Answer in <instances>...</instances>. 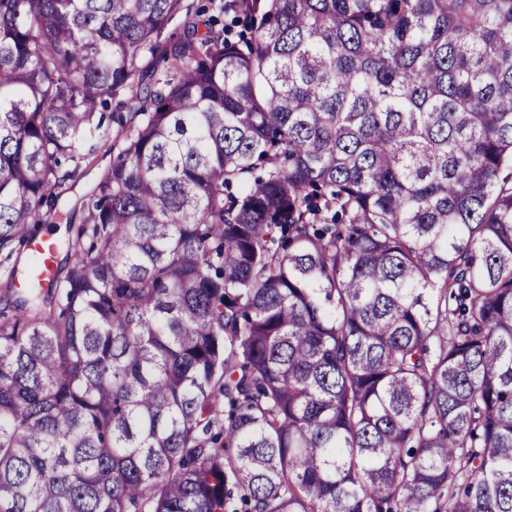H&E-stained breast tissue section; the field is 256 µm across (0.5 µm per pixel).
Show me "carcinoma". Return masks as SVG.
<instances>
[{"mask_svg": "<svg viewBox=\"0 0 512 512\" xmlns=\"http://www.w3.org/2000/svg\"><path fill=\"white\" fill-rule=\"evenodd\" d=\"M0 0V512H512V0ZM129 94L128 90L121 91L112 101L111 107L106 111V120L104 123L106 134L80 147V153L86 154L87 160L82 164L76 177L72 181H69V184H73V188L66 200L60 202L55 209V212H65L69 216V219L75 210L70 220L71 224H79L82 203L88 199L100 174L112 164V159L116 155V150H112V141L121 128L118 124L109 120V112H123L124 115L129 116V112L124 107V103L127 101ZM91 144L94 145L93 152H89V146Z\"/></svg>", "mask_w": 512, "mask_h": 512, "instance_id": "1", "label": "carcinoma"}]
</instances>
